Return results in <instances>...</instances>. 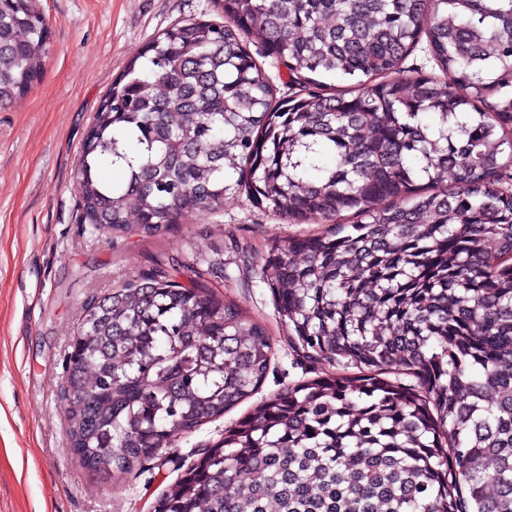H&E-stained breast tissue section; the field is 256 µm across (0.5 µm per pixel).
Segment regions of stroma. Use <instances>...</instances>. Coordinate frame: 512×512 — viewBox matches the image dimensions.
<instances>
[{"label":"stroma","instance_id":"1","mask_svg":"<svg viewBox=\"0 0 512 512\" xmlns=\"http://www.w3.org/2000/svg\"><path fill=\"white\" fill-rule=\"evenodd\" d=\"M52 33L44 74L0 108V512H155L162 494L203 449L263 399L322 375L297 355L257 271L270 244L321 233L288 224L245 194L224 211L186 215L151 236L97 231L78 221L75 171L112 82L177 21L217 19L212 0H40ZM224 247L218 290L266 325L273 358L250 398L175 437L128 474L88 470L70 448L64 382L87 304L156 265Z\"/></svg>","mask_w":512,"mask_h":512}]
</instances>
